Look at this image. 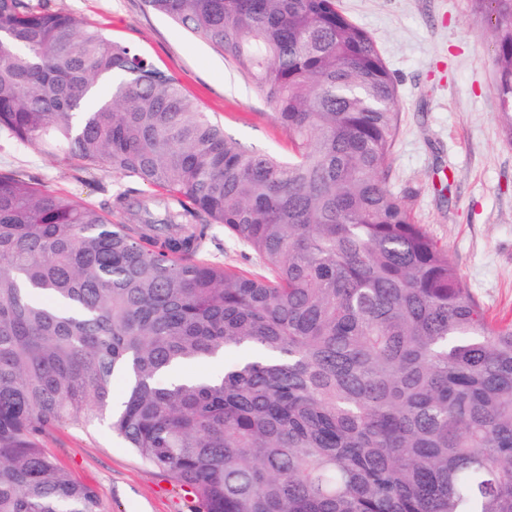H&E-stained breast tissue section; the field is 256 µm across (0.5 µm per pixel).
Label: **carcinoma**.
<instances>
[{
    "label": "carcinoma",
    "instance_id": "cac0c4a2",
    "mask_svg": "<svg viewBox=\"0 0 512 512\" xmlns=\"http://www.w3.org/2000/svg\"><path fill=\"white\" fill-rule=\"evenodd\" d=\"M144 2L232 60L293 150L0 0V139L145 186L105 212L0 172V512H104L41 446L104 418L200 512H512V322L389 189L399 91L372 35L336 0ZM491 3L512 142V0ZM217 224L262 273L212 259Z\"/></svg>",
    "mask_w": 512,
    "mask_h": 512
}]
</instances>
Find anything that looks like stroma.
I'll return each instance as SVG.
<instances>
[{
	"instance_id": "obj_1",
	"label": "stroma",
	"mask_w": 512,
	"mask_h": 512,
	"mask_svg": "<svg viewBox=\"0 0 512 512\" xmlns=\"http://www.w3.org/2000/svg\"><path fill=\"white\" fill-rule=\"evenodd\" d=\"M100 29L177 78L185 93L244 145L288 155L271 106L234 63L187 35L143 0H38ZM376 40L399 89L401 124L390 159V190L417 194L415 222L444 246L490 317L512 320V144L498 121L495 51L486 35L490 4L474 0H336ZM0 170L102 205L129 178L0 145ZM216 260L247 274L258 257L215 228ZM74 479L92 486L105 512H192L194 502L165 472L144 463L108 421L63 425L43 441Z\"/></svg>"
}]
</instances>
